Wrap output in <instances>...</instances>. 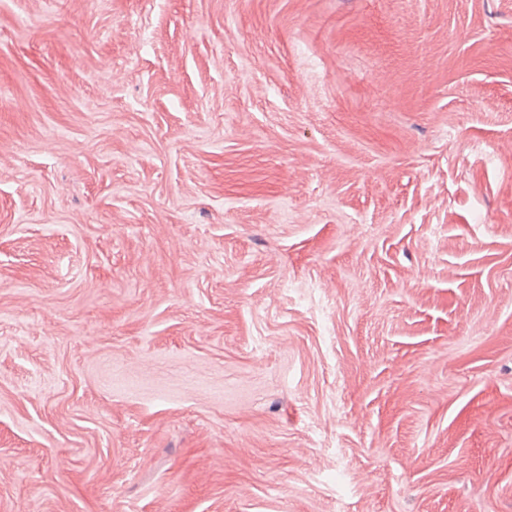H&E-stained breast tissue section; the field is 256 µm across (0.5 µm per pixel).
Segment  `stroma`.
Masks as SVG:
<instances>
[{
    "label": "stroma",
    "instance_id": "obj_1",
    "mask_svg": "<svg viewBox=\"0 0 512 512\" xmlns=\"http://www.w3.org/2000/svg\"><path fill=\"white\" fill-rule=\"evenodd\" d=\"M0 512H512V0H0Z\"/></svg>",
    "mask_w": 512,
    "mask_h": 512
}]
</instances>
